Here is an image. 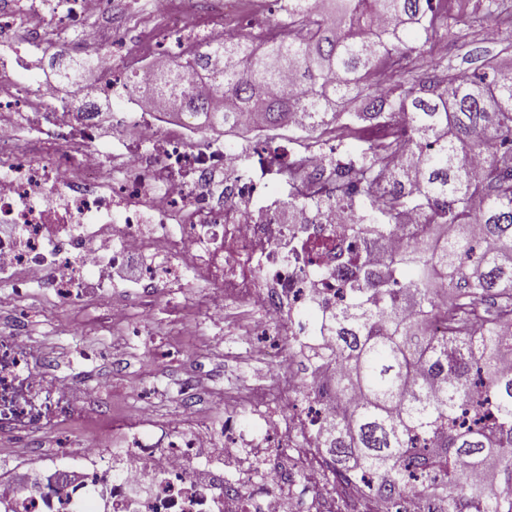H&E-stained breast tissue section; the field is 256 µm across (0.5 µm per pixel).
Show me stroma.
Here are the masks:
<instances>
[{
  "mask_svg": "<svg viewBox=\"0 0 512 512\" xmlns=\"http://www.w3.org/2000/svg\"><path fill=\"white\" fill-rule=\"evenodd\" d=\"M487 3L442 0L427 42L405 56L407 71L416 75L437 67L460 75L482 70L488 59L511 63L512 23L487 14ZM14 40L29 48L21 77L37 82L61 51L71 50L76 37L61 32L36 43L31 29L20 26ZM199 289V284L187 280L175 283L162 291L148 312L135 289L121 284L127 322L110 327L94 297L64 303L46 295L20 302L0 288V334L11 331L16 315H23L28 336L47 352L54 369L111 395L113 416L131 415L141 404L149 405L157 416H173L180 408L174 386L188 375L204 377L195 405L200 413L211 414L222 395L240 394L273 380L275 368L268 351L274 340L245 342L242 326L258 320L260 313L242 300L226 301L223 319L201 324L198 335L173 333L178 303L183 295Z\"/></svg>",
  "mask_w": 512,
  "mask_h": 512,
  "instance_id": "obj_1",
  "label": "stroma"
}]
</instances>
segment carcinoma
Here are the masks:
<instances>
[{"label":"carcinoma","instance_id":"carcinoma-1","mask_svg":"<svg viewBox=\"0 0 512 512\" xmlns=\"http://www.w3.org/2000/svg\"><path fill=\"white\" fill-rule=\"evenodd\" d=\"M287 6L272 41L215 44L189 65L174 58L155 73L154 91L228 128L261 112L272 127L298 120L308 132L334 125L350 136L404 115L397 132L413 159L388 178L386 197L374 190L394 138L359 148L327 204L369 209L386 230L403 210H418L435 245L392 257V280L366 273L324 326L320 358L341 365L331 397L346 410L328 419L323 442L336 462L332 474L360 470L395 507L405 492L441 484L447 494L429 496L436 512H512V468L492 466L495 458L512 461V334L500 327L512 317V64L444 80L406 76L402 59L427 33L435 0H336L333 18L313 0ZM379 17L390 30L373 28ZM380 66L398 80L372 92L364 76ZM287 76L292 89L283 95ZM350 98L358 100L351 128L337 109ZM440 286L453 288V299L449 333L436 336L428 316ZM408 305L418 314L404 316ZM475 316L485 330L474 338L464 327Z\"/></svg>","mask_w":512,"mask_h":512}]
</instances>
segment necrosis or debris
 Instances as JSON below:
<instances>
[{
    "instance_id": "obj_1",
    "label": "necrosis or debris",
    "mask_w": 512,
    "mask_h": 512,
    "mask_svg": "<svg viewBox=\"0 0 512 512\" xmlns=\"http://www.w3.org/2000/svg\"><path fill=\"white\" fill-rule=\"evenodd\" d=\"M166 25L131 27L141 47L137 76L151 82L167 43L180 37L181 56L196 41L238 38L231 28L204 25L212 0H153ZM112 0H0V71L21 68L13 32L20 14L51 17L58 30H77L83 59L100 64V89L119 101L113 125H136V140H103L91 105L70 106L50 89L15 81L0 89V112L26 107L29 131L44 159H19L20 127L0 121V288L20 299L49 289L61 302L96 296L111 321L126 318L112 298L113 270L143 255L136 288L144 307L159 289L187 278L205 293L183 296L199 321H218L225 300L243 299L261 311L246 340L277 332L284 349L277 361L279 384L230 397L232 421L201 414L193 406L195 383L180 387L182 409L160 419L141 406L121 424L124 444L81 440L77 456L59 452L44 467L20 465L0 479V512H302V486H315L333 502L356 492L371 512H428L424 499L404 495L399 506L376 494L363 477L328 480L331 462L322 429L335 404L312 388L332 379L334 366L304 358L322 326L307 311L328 314L346 285L340 265L387 266L415 240L424 218L405 211L399 230L379 233L363 212L330 207L336 179L324 174L335 157L332 139L313 141L297 133L276 150L243 158L220 140H202L196 123L166 120L159 109L143 111L103 62L112 44L85 18L111 10ZM140 173L129 180L127 169ZM310 208L294 218L271 203V184ZM108 405L96 392L58 374L45 352L20 333L0 336V447L21 448L48 427L105 421ZM302 442L301 474L277 459L281 448Z\"/></svg>"
}]
</instances>
